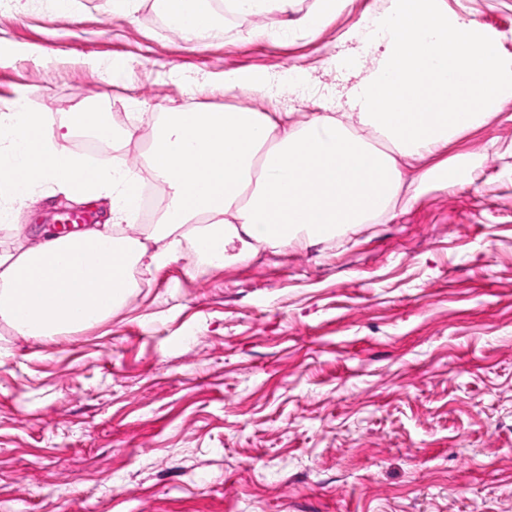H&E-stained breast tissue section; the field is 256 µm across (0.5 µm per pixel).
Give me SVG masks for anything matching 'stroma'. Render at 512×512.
<instances>
[{
    "label": "stroma",
    "instance_id": "stroma-1",
    "mask_svg": "<svg viewBox=\"0 0 512 512\" xmlns=\"http://www.w3.org/2000/svg\"><path fill=\"white\" fill-rule=\"evenodd\" d=\"M512 53V0H447ZM380 0H344L316 33L230 19L203 44L107 0L0 10V110L48 122L87 104L149 179L154 106L277 107L307 120L357 78L332 62ZM127 63L125 82L107 66ZM304 72L263 98L224 74ZM448 154L475 165L413 208L302 248L146 275L79 332L0 322V512H512V98ZM47 199L0 247L32 243Z\"/></svg>",
    "mask_w": 512,
    "mask_h": 512
}]
</instances>
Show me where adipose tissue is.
<instances>
[{
  "instance_id": "ef3b65f1",
  "label": "adipose tissue",
  "mask_w": 512,
  "mask_h": 512,
  "mask_svg": "<svg viewBox=\"0 0 512 512\" xmlns=\"http://www.w3.org/2000/svg\"><path fill=\"white\" fill-rule=\"evenodd\" d=\"M200 42L224 16L279 17L316 32L342 0H155ZM373 59L350 112H316L303 123L284 112L157 108L147 164L168 190L161 218L135 223L140 177L125 150L139 130L115 131L77 107L50 125L44 113L0 112V221L18 223L49 184L82 203L110 201V220L43 231L27 248L0 249V321L15 335L51 337L100 322L133 294V270L207 264L235 254L312 244L351 231L395 207L411 209L429 184L448 189L459 159L441 151L480 128L512 97V54L475 18L446 0H385L349 32ZM88 131L122 150L87 164L63 143ZM437 156L418 172L414 162Z\"/></svg>"
}]
</instances>
